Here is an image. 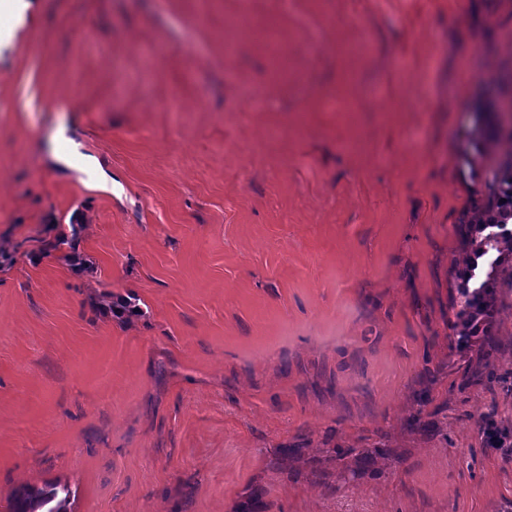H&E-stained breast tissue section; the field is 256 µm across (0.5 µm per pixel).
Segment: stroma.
I'll return each instance as SVG.
<instances>
[{
	"label": "stroma",
	"mask_w": 512,
	"mask_h": 512,
	"mask_svg": "<svg viewBox=\"0 0 512 512\" xmlns=\"http://www.w3.org/2000/svg\"><path fill=\"white\" fill-rule=\"evenodd\" d=\"M24 3L0 17V512L27 482L72 512H512L480 428L512 426V267L497 380L455 330L512 153V0ZM61 224L70 261L41 253Z\"/></svg>",
	"instance_id": "35a3bbf8"
}]
</instances>
